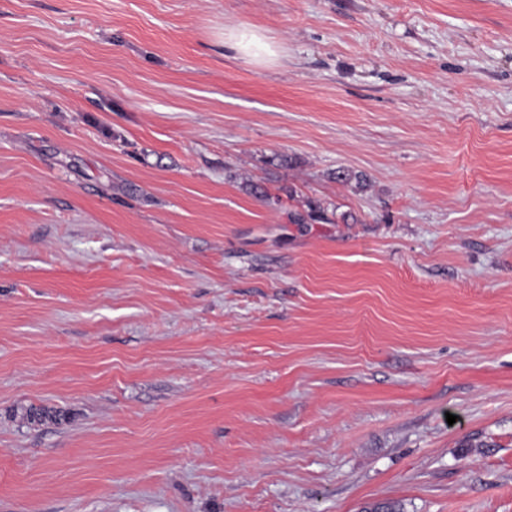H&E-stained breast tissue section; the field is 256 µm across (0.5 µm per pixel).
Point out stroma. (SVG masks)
Listing matches in <instances>:
<instances>
[{
    "label": "stroma",
    "mask_w": 512,
    "mask_h": 512,
    "mask_svg": "<svg viewBox=\"0 0 512 512\" xmlns=\"http://www.w3.org/2000/svg\"><path fill=\"white\" fill-rule=\"evenodd\" d=\"M381 504L512 512V0H0V512ZM225 46L256 64L272 63L281 53L264 34L254 29H230L227 34L224 32Z\"/></svg>",
    "instance_id": "1"
}]
</instances>
